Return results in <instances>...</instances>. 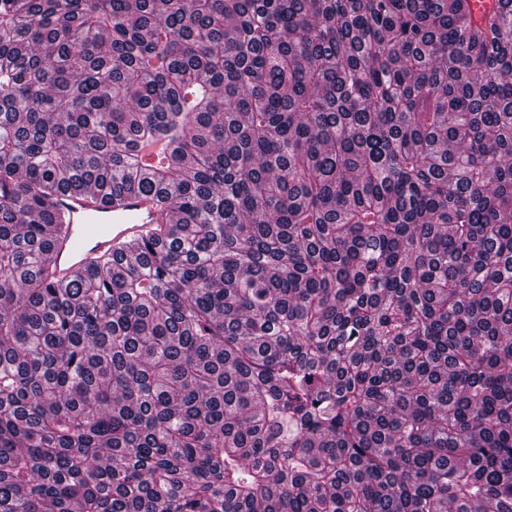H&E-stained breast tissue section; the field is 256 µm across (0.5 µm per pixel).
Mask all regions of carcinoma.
<instances>
[{
    "label": "carcinoma",
    "instance_id": "cac0c4a2",
    "mask_svg": "<svg viewBox=\"0 0 512 512\" xmlns=\"http://www.w3.org/2000/svg\"><path fill=\"white\" fill-rule=\"evenodd\" d=\"M0 512H512V0H0ZM54 205L70 216V224H64L52 243L50 276L58 282L69 280L93 256L112 254L121 241L145 236L158 218L147 196L127 199L112 208L95 194L60 193Z\"/></svg>",
    "mask_w": 512,
    "mask_h": 512
}]
</instances>
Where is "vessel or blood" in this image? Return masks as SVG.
<instances>
[{"label":"vessel or blood","instance_id":"1","mask_svg":"<svg viewBox=\"0 0 512 512\" xmlns=\"http://www.w3.org/2000/svg\"><path fill=\"white\" fill-rule=\"evenodd\" d=\"M54 205L70 216L69 224L52 243L50 275L60 282L69 280L93 256L111 254L121 241L146 235L158 218L146 196L127 199L114 208L95 194L61 193Z\"/></svg>","mask_w":512,"mask_h":512}]
</instances>
